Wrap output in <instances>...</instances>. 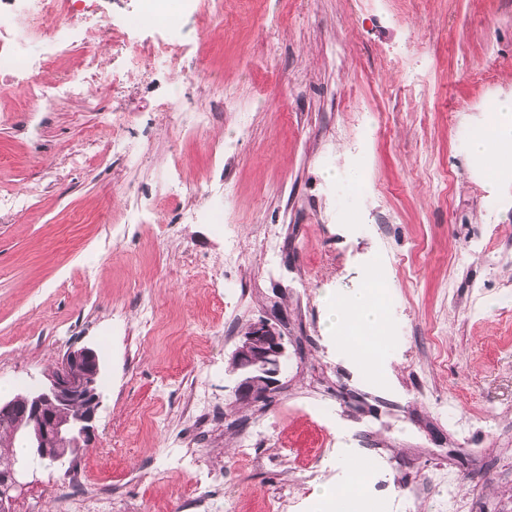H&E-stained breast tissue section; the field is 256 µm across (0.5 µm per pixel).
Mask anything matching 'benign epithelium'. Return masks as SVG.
Wrapping results in <instances>:
<instances>
[{"instance_id": "1", "label": "benign epithelium", "mask_w": 512, "mask_h": 512, "mask_svg": "<svg viewBox=\"0 0 512 512\" xmlns=\"http://www.w3.org/2000/svg\"><path fill=\"white\" fill-rule=\"evenodd\" d=\"M287 347L278 326L261 319L247 326L232 352L238 379L233 390L240 403H258L280 383ZM101 368L97 353L90 348L68 351L47 376V383L34 391L0 402V417L22 415L36 455L57 467L77 457L90 446L95 435L100 397ZM83 405L82 415L62 417L75 404ZM25 467L0 463V512H14V503L24 487Z\"/></svg>"}]
</instances>
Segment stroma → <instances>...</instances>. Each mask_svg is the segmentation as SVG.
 I'll return each mask as SVG.
<instances>
[{"instance_id":"stroma-1","label":"stroma","mask_w":512,"mask_h":512,"mask_svg":"<svg viewBox=\"0 0 512 512\" xmlns=\"http://www.w3.org/2000/svg\"><path fill=\"white\" fill-rule=\"evenodd\" d=\"M182 51L197 83L232 98L204 136L159 111L161 57L119 96L93 87L44 112L0 87V195L24 204L0 209V398L71 349H94L102 370L83 485L31 464L14 512H182L200 484L230 512L288 497L307 512L308 467L345 479L315 455L335 439L376 466L392 512H512V264L489 270L465 247H512V175L484 176L457 132L512 98V0H224L223 26ZM120 137L128 156L107 150ZM213 139L230 150L211 155ZM175 151L192 206L223 225L172 223L177 198L127 223ZM362 161L371 190L353 225L335 174ZM376 260L397 298L384 392L324 331L325 293L365 288ZM263 318L281 324L287 367L266 405H244L231 354ZM202 386L216 409L203 440L189 410Z\"/></svg>"}]
</instances>
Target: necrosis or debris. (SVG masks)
<instances>
[{
  "instance_id": "necrosis-or-debris-1",
  "label": "necrosis or debris",
  "mask_w": 512,
  "mask_h": 512,
  "mask_svg": "<svg viewBox=\"0 0 512 512\" xmlns=\"http://www.w3.org/2000/svg\"><path fill=\"white\" fill-rule=\"evenodd\" d=\"M131 8L125 17V31H118L107 20L98 19L101 0H0V33L8 34L10 43L0 44V79L25 86L33 111H42L55 98L82 99L86 96V77L103 73L102 51L111 49L121 67L113 71L112 84L120 86L126 73L144 69L148 55L165 52L169 55V71L183 76L186 61L173 44L184 33L187 24L207 19L224 18V0H180L178 12H170L169 0H129ZM148 29L155 38L131 51L126 30ZM44 40L42 56L31 57L20 51L22 43L31 37ZM81 45L82 57L78 66L81 77L60 72L51 86H44L39 76L50 58L67 56L74 45ZM387 264L376 265L368 277L380 320L370 336L371 348L364 353L368 372L379 378L377 363L384 344L395 336L397 328L391 318L394 298L388 284Z\"/></svg>"
}]
</instances>
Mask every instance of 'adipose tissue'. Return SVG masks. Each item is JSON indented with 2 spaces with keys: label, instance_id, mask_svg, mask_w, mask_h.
Segmentation results:
<instances>
[{
  "label": "adipose tissue",
  "instance_id": "adipose-tissue-1",
  "mask_svg": "<svg viewBox=\"0 0 512 512\" xmlns=\"http://www.w3.org/2000/svg\"><path fill=\"white\" fill-rule=\"evenodd\" d=\"M487 135L473 142L474 153L480 158L488 175H495L499 164V148L502 144L512 141V100L500 101L488 120ZM329 313L326 321L327 334H336L339 328L350 331L343 337V344L353 355H360L362 349L369 347L370 339L365 332L378 319V312L367 293L337 297L326 295ZM362 462L357 449L347 448L337 460L339 467L348 475L345 484L326 485L320 488L317 497L320 512H334L337 501L350 494L355 486L359 466Z\"/></svg>",
  "mask_w": 512,
  "mask_h": 512
}]
</instances>
